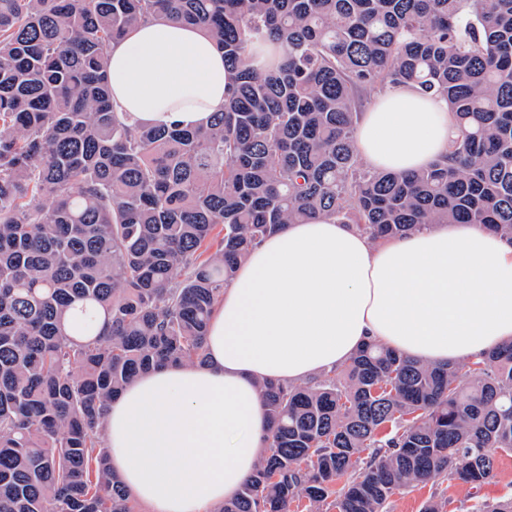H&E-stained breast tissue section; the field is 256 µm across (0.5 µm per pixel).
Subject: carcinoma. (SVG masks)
<instances>
[{
	"instance_id": "obj_1",
	"label": "carcinoma",
	"mask_w": 512,
	"mask_h": 512,
	"mask_svg": "<svg viewBox=\"0 0 512 512\" xmlns=\"http://www.w3.org/2000/svg\"><path fill=\"white\" fill-rule=\"evenodd\" d=\"M176 18L233 84L204 127L113 109L108 50ZM285 61L257 73L250 46ZM445 99L430 168L364 167L363 88ZM374 242L432 224L512 238V0H0V512H140L112 470L108 405L139 375L206 361L224 284L315 216ZM433 366L373 344L304 384H259L265 454L214 512H385L411 484L480 488L512 452V340Z\"/></svg>"
}]
</instances>
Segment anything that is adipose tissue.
Wrapping results in <instances>:
<instances>
[{"mask_svg": "<svg viewBox=\"0 0 512 512\" xmlns=\"http://www.w3.org/2000/svg\"><path fill=\"white\" fill-rule=\"evenodd\" d=\"M112 103L131 122L195 128L224 106V53L169 19L132 27L109 51ZM457 134L444 99L397 86L355 135L369 167L427 168ZM512 338V239L477 224H435L372 242L318 216L266 238L224 286L207 361L141 376L108 408L112 467L147 512H212L266 450L258 384L302 383L367 343L432 365L488 354Z\"/></svg>", "mask_w": 512, "mask_h": 512, "instance_id": "adipose-tissue-1", "label": "adipose tissue"}]
</instances>
